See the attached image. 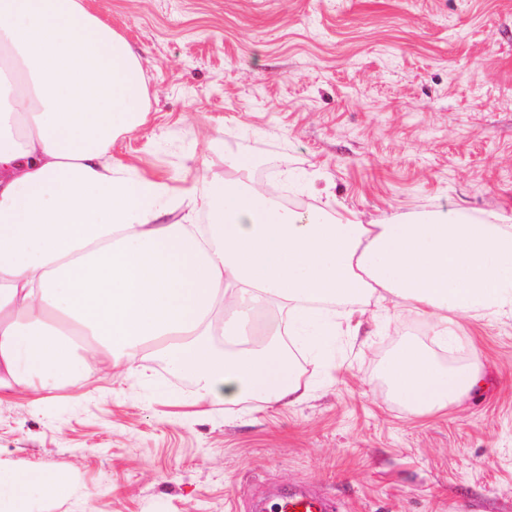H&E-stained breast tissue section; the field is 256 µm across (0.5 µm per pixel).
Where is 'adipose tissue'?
<instances>
[{
    "label": "adipose tissue",
    "mask_w": 512,
    "mask_h": 512,
    "mask_svg": "<svg viewBox=\"0 0 512 512\" xmlns=\"http://www.w3.org/2000/svg\"><path fill=\"white\" fill-rule=\"evenodd\" d=\"M23 76L0 104V399L80 386L102 360L145 376V351L198 379L193 406L307 394L276 346L324 353L397 300L456 341L460 316L512 317V225L450 215L385 223L305 216L267 197L234 157L173 194L117 159L147 115L140 56L88 0H0V54ZM177 214L175 222L161 218ZM357 298L358 306H323ZM282 320L251 333L258 310ZM236 347L213 350V336ZM409 410L447 408L481 382L441 374L419 347L388 365Z\"/></svg>",
    "instance_id": "1"
}]
</instances>
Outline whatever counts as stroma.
Segmentation results:
<instances>
[{"label": "stroma", "mask_w": 512, "mask_h": 512, "mask_svg": "<svg viewBox=\"0 0 512 512\" xmlns=\"http://www.w3.org/2000/svg\"><path fill=\"white\" fill-rule=\"evenodd\" d=\"M138 50L145 123L115 156L173 180L246 156L292 209L410 221L512 215V0H95ZM428 319L392 307L323 358L309 395L184 415L195 380L153 357L143 381L102 366L35 406L0 401V467L55 490L31 512H245L289 487L333 512H512V318ZM482 387L410 413L386 366L406 346Z\"/></svg>", "instance_id": "1"}]
</instances>
